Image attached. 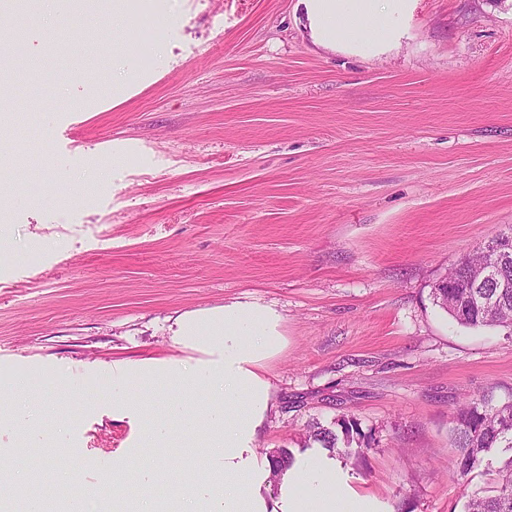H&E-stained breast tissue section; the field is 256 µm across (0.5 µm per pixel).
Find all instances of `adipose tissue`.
Returning <instances> with one entry per match:
<instances>
[{"label":"adipose tissue","mask_w":512,"mask_h":512,"mask_svg":"<svg viewBox=\"0 0 512 512\" xmlns=\"http://www.w3.org/2000/svg\"><path fill=\"white\" fill-rule=\"evenodd\" d=\"M314 43L330 47L343 42L354 53L374 56L397 45L403 35L398 24L411 0H299ZM279 313L266 305L231 302L217 311L190 312L177 322L178 342L209 348L210 361L193 367L173 361L169 375L182 384L207 391L212 400L196 415L185 417L182 405L164 400L160 411L149 410L124 369L112 374L121 382L128 409L139 417L154 444L190 439L197 448L214 450L224 461L221 480L202 512H266L247 478L258 432L272 407L273 386L266 365L283 343ZM159 476L158 467L139 457L116 458L112 483H132L128 496L113 501L112 512H179V501L143 500L141 492ZM292 481L308 489V498L295 512H371L368 499L349 491L333 498L323 491L329 475L318 461L289 471Z\"/></svg>","instance_id":"adipose-tissue-1"}]
</instances>
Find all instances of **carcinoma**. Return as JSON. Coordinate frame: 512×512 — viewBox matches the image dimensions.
I'll return each mask as SVG.
<instances>
[{
    "label": "carcinoma",
    "mask_w": 512,
    "mask_h": 512,
    "mask_svg": "<svg viewBox=\"0 0 512 512\" xmlns=\"http://www.w3.org/2000/svg\"><path fill=\"white\" fill-rule=\"evenodd\" d=\"M497 234L478 249L466 254L433 288L436 305L445 310L458 325L467 328H512V288H499L491 278L482 279L480 266L484 263L495 269L500 281L512 283V250L495 249ZM466 278L471 284L483 282L478 288H448L444 282ZM341 433L314 422L308 425L309 438L331 450L351 454L354 441L352 419H340ZM451 441L458 454L455 473L468 481L473 474L490 465L489 457L498 448L512 451V397L497 401L488 392L460 405L454 416ZM273 479L280 478L293 464L291 453L278 449L270 453ZM497 487L494 493H475L469 496L464 512H512V455L501 461L496 469Z\"/></svg>",
    "instance_id": "carcinoma-1"
}]
</instances>
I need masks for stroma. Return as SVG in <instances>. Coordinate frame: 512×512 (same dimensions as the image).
Instances as JSON below:
<instances>
[{
    "label": "stroma",
    "instance_id": "obj_1",
    "mask_svg": "<svg viewBox=\"0 0 512 512\" xmlns=\"http://www.w3.org/2000/svg\"><path fill=\"white\" fill-rule=\"evenodd\" d=\"M0 0V471L38 455L91 512L96 468L154 457L112 365L196 364L185 313L233 301L281 316L257 461L329 449L378 512H462L451 420L512 396V330L456 324L432 289L512 230V0H414L399 47L316 45L297 0ZM60 387L64 398L45 397ZM337 425L341 429L342 439L339 438L338 433L314 422L308 425L309 440L320 442L332 451L336 448L341 454L351 455L350 447L354 441V430L356 435H360L357 424L353 419L343 418L337 421ZM339 443H342L343 447H339Z\"/></svg>",
    "mask_w": 512,
    "mask_h": 512
}]
</instances>
